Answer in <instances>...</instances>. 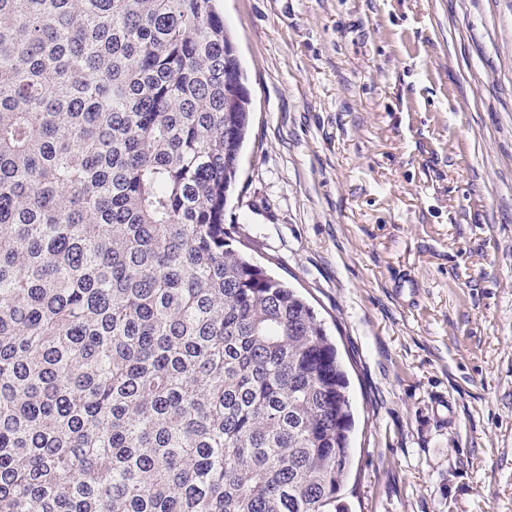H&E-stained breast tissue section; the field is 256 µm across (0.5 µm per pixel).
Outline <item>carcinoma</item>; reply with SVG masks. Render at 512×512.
I'll return each mask as SVG.
<instances>
[{
    "instance_id": "obj_1",
    "label": "carcinoma",
    "mask_w": 512,
    "mask_h": 512,
    "mask_svg": "<svg viewBox=\"0 0 512 512\" xmlns=\"http://www.w3.org/2000/svg\"><path fill=\"white\" fill-rule=\"evenodd\" d=\"M218 0H0V512H348V378L224 227Z\"/></svg>"
}]
</instances>
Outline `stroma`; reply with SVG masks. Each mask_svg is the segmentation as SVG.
<instances>
[{"mask_svg":"<svg viewBox=\"0 0 512 512\" xmlns=\"http://www.w3.org/2000/svg\"><path fill=\"white\" fill-rule=\"evenodd\" d=\"M218 6L252 99L224 222L336 343L349 512H512V0Z\"/></svg>","mask_w":512,"mask_h":512,"instance_id":"1","label":"stroma"}]
</instances>
